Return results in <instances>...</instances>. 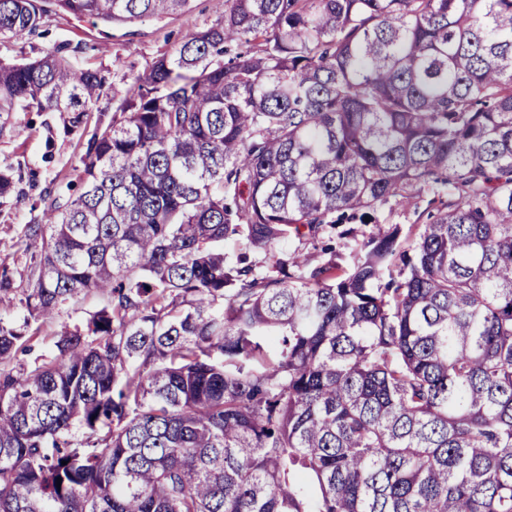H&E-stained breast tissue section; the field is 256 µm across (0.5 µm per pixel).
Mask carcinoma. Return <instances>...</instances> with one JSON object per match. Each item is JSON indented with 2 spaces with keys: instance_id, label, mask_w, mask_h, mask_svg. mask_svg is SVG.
Instances as JSON below:
<instances>
[{
  "instance_id": "obj_1",
  "label": "carcinoma",
  "mask_w": 512,
  "mask_h": 512,
  "mask_svg": "<svg viewBox=\"0 0 512 512\" xmlns=\"http://www.w3.org/2000/svg\"><path fill=\"white\" fill-rule=\"evenodd\" d=\"M191 2L0 0V36ZM130 79L0 274L28 321L109 298L30 367L0 316V512H512V0H224ZM107 85L0 60V114L80 129ZM392 205V213L389 216V206ZM425 208V204H421V208L417 213H414L413 207L408 205L406 202H400L395 204L392 200L389 205H386L380 209L378 212L379 223L378 224H369V227L377 225V227H381L383 229H388L391 224H399L403 230V233H407L410 228H413L415 233H418L423 229L424 224H428L430 222L427 217V213L421 214L419 217V213L423 211ZM387 219V220H384Z\"/></svg>"
}]
</instances>
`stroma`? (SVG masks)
Segmentation results:
<instances>
[{
  "label": "stroma",
  "mask_w": 512,
  "mask_h": 512,
  "mask_svg": "<svg viewBox=\"0 0 512 512\" xmlns=\"http://www.w3.org/2000/svg\"><path fill=\"white\" fill-rule=\"evenodd\" d=\"M223 12L224 0H193L185 13L124 26L52 14L45 17L41 35L22 40L0 36V60L33 59L63 46L71 50L75 65L109 69L113 89L120 93L127 86L125 77L130 71H144L155 59L173 51L187 33L211 25ZM84 42L95 44V51L76 52V45ZM81 153L80 134L70 129L65 113L0 116V171L22 178L21 192L0 206V268L8 269L16 286H25L27 281L28 258L19 240L25 226L41 216L39 196L47 190L63 199L79 193ZM106 303V296L87 293L36 327L25 325L22 306L7 309V316L32 338V351L18 355V363L30 365L50 359L55 353V336L82 325Z\"/></svg>",
  "instance_id": "1"
}]
</instances>
